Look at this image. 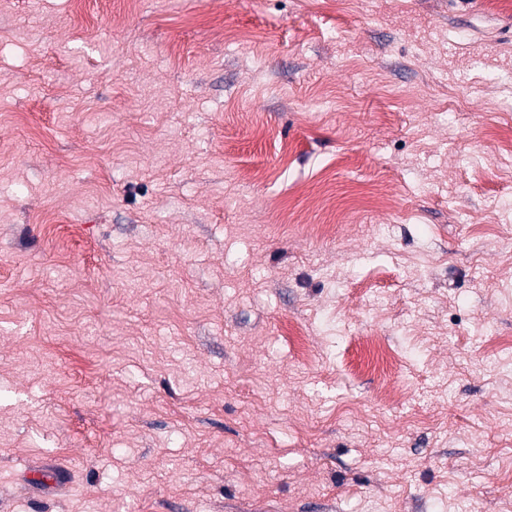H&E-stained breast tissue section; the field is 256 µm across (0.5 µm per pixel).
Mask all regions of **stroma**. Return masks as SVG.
I'll use <instances>...</instances> for the list:
<instances>
[{
  "label": "stroma",
  "instance_id": "obj_1",
  "mask_svg": "<svg viewBox=\"0 0 512 512\" xmlns=\"http://www.w3.org/2000/svg\"><path fill=\"white\" fill-rule=\"evenodd\" d=\"M510 121L512 0H0V512H503Z\"/></svg>",
  "mask_w": 512,
  "mask_h": 512
}]
</instances>
